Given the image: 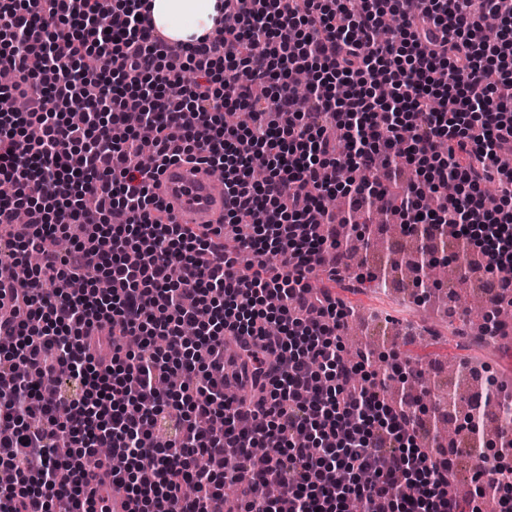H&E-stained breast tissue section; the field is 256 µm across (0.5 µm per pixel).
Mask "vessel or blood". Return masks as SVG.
<instances>
[{"instance_id": "vessel-or-blood-1", "label": "vessel or blood", "mask_w": 512, "mask_h": 512, "mask_svg": "<svg viewBox=\"0 0 512 512\" xmlns=\"http://www.w3.org/2000/svg\"><path fill=\"white\" fill-rule=\"evenodd\" d=\"M156 194L176 223L219 226L224 222V193L215 188L204 167L170 165L159 177Z\"/></svg>"}]
</instances>
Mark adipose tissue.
Segmentation results:
<instances>
[{
	"label": "adipose tissue",
	"instance_id": "1",
	"mask_svg": "<svg viewBox=\"0 0 512 512\" xmlns=\"http://www.w3.org/2000/svg\"><path fill=\"white\" fill-rule=\"evenodd\" d=\"M217 0H148L151 25L165 30L174 47L182 49L194 36L212 30Z\"/></svg>",
	"mask_w": 512,
	"mask_h": 512
}]
</instances>
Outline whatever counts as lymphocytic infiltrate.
Wrapping results in <instances>:
<instances>
[{
	"instance_id": "lymphocytic-infiltrate-1",
	"label": "lymphocytic infiltrate",
	"mask_w": 512,
	"mask_h": 512,
	"mask_svg": "<svg viewBox=\"0 0 512 512\" xmlns=\"http://www.w3.org/2000/svg\"><path fill=\"white\" fill-rule=\"evenodd\" d=\"M220 2L214 36L182 60L141 21L145 0H0V333L15 338L0 352V512H73L106 459L136 512H224L228 486L239 512H481L504 451L479 453L474 498L454 495L414 410L384 399L409 369L348 362L347 312L309 275L336 247L332 197L381 193L339 170L399 147L415 177L395 216L485 239L483 267L512 284V169L498 163L512 32L484 37L512 29V6ZM89 55L102 67H81ZM448 98L453 111L432 110ZM179 162L223 169V230L173 223L152 195ZM29 251L41 265L17 275Z\"/></svg>"
}]
</instances>
